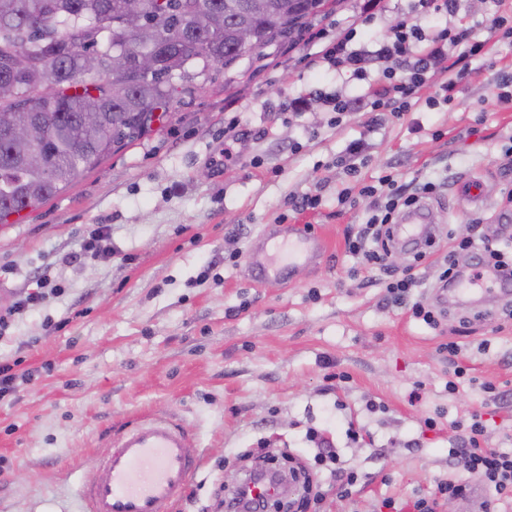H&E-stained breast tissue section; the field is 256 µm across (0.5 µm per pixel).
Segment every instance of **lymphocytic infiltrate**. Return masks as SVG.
<instances>
[{
    "instance_id": "obj_1",
    "label": "lymphocytic infiltrate",
    "mask_w": 512,
    "mask_h": 512,
    "mask_svg": "<svg viewBox=\"0 0 512 512\" xmlns=\"http://www.w3.org/2000/svg\"><path fill=\"white\" fill-rule=\"evenodd\" d=\"M466 45L467 55L477 51L471 43V31L467 28H447L429 35L413 21L403 16L392 24L389 33L378 40L375 50L366 51L348 48L340 42L331 47L323 60L334 69L350 68L356 75H364V63L398 60L404 76L395 82H370L365 94L357 99H346L335 95L329 97L337 115L349 112H366L369 122H376L379 113H389L393 118H402L408 112L411 101L423 87L425 76L433 70H446L448 46ZM387 193H379L376 187H362L361 196L371 198L372 213L356 233L349 235L348 251L362 257L366 271L379 270L388 274L385 281L384 299L393 305H410L414 316L425 324L435 327L439 324V312L422 302L411 299L413 288L419 287L420 280L412 273L391 277L389 256L392 251V236L402 214L413 209L420 200L433 195L436 186L431 182L400 184L393 176H385ZM499 269L502 273L497 285L501 288L512 286V240L498 243L476 241L473 238L449 237L448 252L440 268L441 282L452 283L460 271H467L471 282L484 280L487 268ZM456 428L462 436L448 455L461 471L453 479H440L430 497H417L406 501L384 499V512H436L441 501L472 498L474 490L467 480L468 475L476 474L482 479L485 492L480 502L481 512H495L503 508L512 512V450L490 447L487 426L479 412L469 413L456 421Z\"/></svg>"
}]
</instances>
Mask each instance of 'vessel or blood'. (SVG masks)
I'll use <instances>...</instances> for the list:
<instances>
[{"mask_svg":"<svg viewBox=\"0 0 512 512\" xmlns=\"http://www.w3.org/2000/svg\"><path fill=\"white\" fill-rule=\"evenodd\" d=\"M426 205L406 213L402 233L421 247L436 241ZM326 245L317 235L262 234L248 251L258 275L284 277L320 260ZM199 465V451L171 420L155 418L118 433L111 450L87 478L82 494L88 512H173Z\"/></svg>","mask_w":512,"mask_h":512,"instance_id":"b4317fda","label":"vessel or blood"}]
</instances>
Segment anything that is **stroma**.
I'll return each mask as SVG.
<instances>
[{"instance_id": "obj_1", "label": "stroma", "mask_w": 512, "mask_h": 512, "mask_svg": "<svg viewBox=\"0 0 512 512\" xmlns=\"http://www.w3.org/2000/svg\"><path fill=\"white\" fill-rule=\"evenodd\" d=\"M414 7L381 0L367 19L363 0H337L260 66L230 83L213 70L151 135L0 224V312L37 279L59 289L0 332V365L17 376L15 397L0 401V512H82L78 486L112 436L150 417L173 420L200 451L179 512H217L232 489L226 474L252 448L310 463L316 438L327 439L362 480L349 497L328 493L320 512H379L384 498L426 496L456 475L452 423L467 412L482 413L491 447L512 446V409L481 388L512 389V321L494 312L460 325L452 298L431 329L362 286L345 252L348 226L367 219L359 189L388 173L439 184L430 204L443 228L494 223L512 193V172L501 168L512 108L496 101L500 72L512 73V38L501 36L512 0H458L454 15L419 16L426 32L462 25L482 44L449 104L425 102L446 72L427 74L423 100L401 121L369 128L363 113L339 117L323 102L326 93L360 96L368 80L328 68L322 50L349 32L355 48L384 37ZM304 95L308 110H290ZM230 124L234 165L224 162ZM357 140L367 149L353 159ZM466 175L479 177L484 206L458 193ZM306 194L318 196L315 209H289V198ZM270 224L312 225L326 259L288 280L256 279L244 257L227 263ZM103 225L104 253L77 259ZM484 340L491 347L481 354ZM448 341L462 346L472 376L454 394ZM435 415L440 429L427 430ZM353 425L368 441H351Z\"/></svg>"}]
</instances>
